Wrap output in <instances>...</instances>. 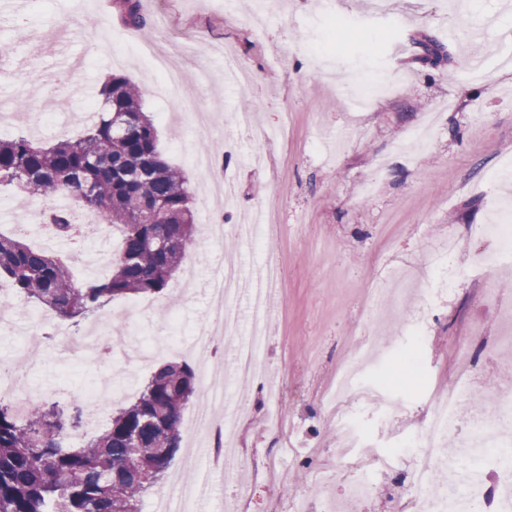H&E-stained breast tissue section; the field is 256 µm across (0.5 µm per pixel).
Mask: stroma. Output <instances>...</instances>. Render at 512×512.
<instances>
[{
	"label": "stroma",
	"mask_w": 512,
	"mask_h": 512,
	"mask_svg": "<svg viewBox=\"0 0 512 512\" xmlns=\"http://www.w3.org/2000/svg\"><path fill=\"white\" fill-rule=\"evenodd\" d=\"M144 29L126 25L111 0H26L21 12L0 7V138L22 133L53 141L78 133L96 87L121 74L138 85L143 108L158 127L162 156L194 189L197 225L223 214L227 224L268 200L280 205V236L242 243L200 244L188 252L162 293L149 296L147 313L121 314V300L80 319L43 312L41 328L67 327L74 336L93 324L116 326L153 339H182L213 314L212 268L238 267L250 277L267 258L281 263V287L273 298L266 365L281 393L258 380L229 386L225 413L237 416L232 439L236 471L213 468L210 450L200 465L211 487L200 512H323L343 497L357 471H337L335 405L337 370L355 354L369 305L387 308L372 325L382 355L363 369L360 382L373 401L352 408L365 439L392 446L425 421L431 397L458 380L456 347L469 342L472 405L487 408L486 380L512 379V266H477L494 250L475 239L474 227L496 220L512 205V181L496 180L512 163V0H274L264 27L252 20L253 0H140ZM481 39H472L474 29ZM425 31L451 47L438 69L414 62L411 34ZM138 41L172 52L180 75L177 95H158L156 77L131 53ZM232 46L253 80L240 88L224 81V62L210 45ZM484 58L470 70L467 55ZM81 58L74 87L58 101L45 70L58 59ZM273 139L240 129L242 109ZM439 119L427 146L410 133L427 116ZM215 152L217 172L202 176L197 152ZM263 154L264 166L250 165ZM376 178L371 194L362 184ZM236 198L224 206V183ZM46 200L0 189V233L25 225V240L47 249L52 236L29 223ZM458 243L466 275L448 280L433 273L434 248L445 237ZM192 283L191 293L182 290ZM9 308L0 306V359L34 356L31 386L46 401L81 400L112 368L107 359L67 358L56 338L12 334ZM421 327L423 336L412 333ZM417 356L414 384L402 382L406 360ZM247 408L236 412L239 401ZM396 410L383 415L381 404ZM410 462L382 477L358 512H396L412 492Z\"/></svg>",
	"instance_id": "obj_1"
}]
</instances>
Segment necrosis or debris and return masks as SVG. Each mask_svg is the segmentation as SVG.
Here are the masks:
<instances>
[{
  "instance_id": "4bbe7bcc",
  "label": "necrosis or debris",
  "mask_w": 512,
  "mask_h": 512,
  "mask_svg": "<svg viewBox=\"0 0 512 512\" xmlns=\"http://www.w3.org/2000/svg\"><path fill=\"white\" fill-rule=\"evenodd\" d=\"M279 266L268 260L256 288L250 293L248 320L250 336L242 342L231 367L234 381L246 385L267 376L263 360L265 328L271 319V295L279 288ZM238 283L234 272H226L212 290L213 305L220 311L219 320L197 326L191 333V345L200 361V387L194 409L187 423L189 434L214 432L216 437L230 435L232 418H219L224 403V386L209 363L214 339L239 333L236 310ZM360 363L351 360L338 373L339 399L331 418L342 442L336 456L341 465L359 471L341 503L331 504V512H358L359 504L376 488L379 472L390 469L401 458L413 464L414 496L401 501L399 512H457L459 498H466L471 512H512V388L499 386L485 411L472 410L470 393L465 383L453 382L447 391L434 396L421 430L392 448L380 450L361 442L358 422L349 406L357 392ZM460 439L462 451L455 459H447L443 443L448 437ZM493 464L497 478L505 487L504 495L489 492L480 478L485 464ZM462 475L453 490L438 488L431 477L436 470ZM206 494L205 483L187 484L180 476L170 481L146 506V512H197V504Z\"/></svg>"
}]
</instances>
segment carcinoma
Listing matches in <instances>:
<instances>
[{"label":"carcinoma","instance_id":"obj_1","mask_svg":"<svg viewBox=\"0 0 512 512\" xmlns=\"http://www.w3.org/2000/svg\"><path fill=\"white\" fill-rule=\"evenodd\" d=\"M125 22L144 28L139 0H115ZM416 62L438 68L447 46L427 32L414 38ZM96 119L77 135L41 146L26 136L0 140V185L36 199L74 200L94 208L123 238L112 272L74 282L68 259L0 235V278L37 306L76 318L116 297L162 292L197 242L193 189L160 155L142 92L114 74L98 91ZM150 224L132 223V209ZM56 237L81 232L69 207L51 210ZM199 392L186 363L161 365L139 397L112 413L106 430L78 448L63 441L85 418L81 405L0 399V512H140L180 447L181 418Z\"/></svg>","mask_w":512,"mask_h":512}]
</instances>
